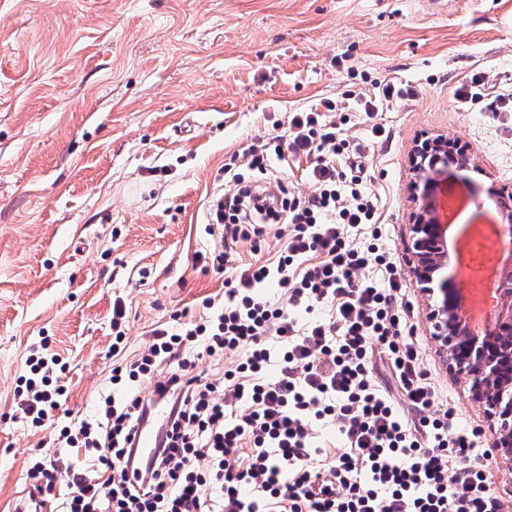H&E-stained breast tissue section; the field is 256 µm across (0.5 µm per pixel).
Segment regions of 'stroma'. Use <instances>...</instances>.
Wrapping results in <instances>:
<instances>
[{
  "label": "stroma",
  "instance_id": "1",
  "mask_svg": "<svg viewBox=\"0 0 512 512\" xmlns=\"http://www.w3.org/2000/svg\"><path fill=\"white\" fill-rule=\"evenodd\" d=\"M483 73L512 92V0H0V512L36 459L59 475L82 459L54 427L14 416L31 344L68 355L65 407L95 415L112 390V303L127 309L126 357L172 314H203L224 276L194 265L228 251L238 263L279 251L287 225L265 228L260 253L227 241L209 208L224 165L287 134L290 112L388 78L417 97L346 133L365 146L383 242L404 264L414 212L411 155L421 135L458 139L468 169L439 168L431 197L444 224H468L512 191V114L458 108L455 89ZM388 135L374 138L372 124ZM409 342L460 429L493 427L455 381L431 337L429 298L401 273Z\"/></svg>",
  "mask_w": 512,
  "mask_h": 512
}]
</instances>
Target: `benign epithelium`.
Masks as SVG:
<instances>
[{
	"mask_svg": "<svg viewBox=\"0 0 512 512\" xmlns=\"http://www.w3.org/2000/svg\"><path fill=\"white\" fill-rule=\"evenodd\" d=\"M454 139L437 136L417 150V172L412 190L417 203L411 225L409 276L428 295L441 302L428 307L434 342L450 373L470 383L472 400L494 420L492 446L498 457L512 465V249L498 260L500 280L494 319L483 331L472 329L461 310V293L448 273L450 259L441 245L442 228L432 215L430 189L437 165L470 166L465 153H456Z\"/></svg>",
	"mask_w": 512,
	"mask_h": 512,
	"instance_id": "7a95c632",
	"label": "benign epithelium"
}]
</instances>
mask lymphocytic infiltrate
<instances>
[{
    "instance_id": "obj_1",
    "label": "lymphocytic infiltrate",
    "mask_w": 512,
    "mask_h": 512,
    "mask_svg": "<svg viewBox=\"0 0 512 512\" xmlns=\"http://www.w3.org/2000/svg\"><path fill=\"white\" fill-rule=\"evenodd\" d=\"M391 79L321 98L294 113L286 146L250 149L252 177L225 167L227 190L213 208L232 237L260 244L263 226L288 227L277 260L226 267L222 302L206 299L204 315L176 330L157 329L132 361L112 368L123 400L104 396L96 421L73 420L59 430L63 447L82 453L89 474L66 481L64 512H498L488 484L492 449L474 434L453 431L451 411L405 337L411 311L397 265L379 245L376 198L364 188L362 144L340 135V112L372 119L380 109L416 97ZM473 109L512 112V97L490 98L473 74L454 92ZM374 136L386 133L374 123ZM305 159L314 189L305 194L277 182L270 155ZM366 227L364 245L348 229ZM277 286L281 302L264 288ZM332 303L336 317L299 328L295 314ZM242 359L222 378L195 371L200 356ZM384 353L399 390L420 418L408 423L395 396L372 382L371 359ZM15 389L21 419L42 427L55 417L67 388L66 365L41 338L25 360ZM168 403L169 423L154 452L134 456L132 434L148 403L142 381ZM331 424L347 448L318 446L315 430Z\"/></svg>"
}]
</instances>
